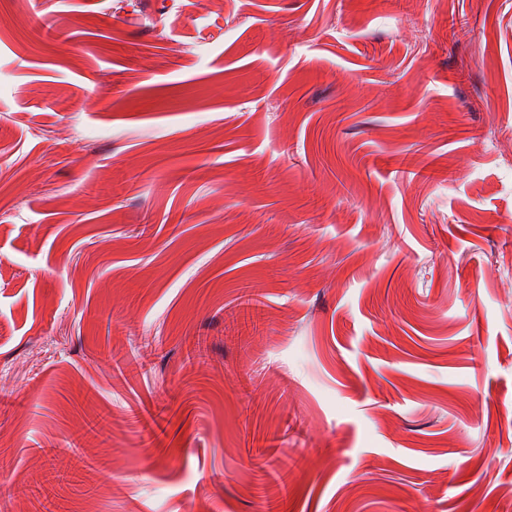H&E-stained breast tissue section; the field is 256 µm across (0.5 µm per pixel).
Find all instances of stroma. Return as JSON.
Segmentation results:
<instances>
[{
  "label": "stroma",
  "instance_id": "1",
  "mask_svg": "<svg viewBox=\"0 0 512 512\" xmlns=\"http://www.w3.org/2000/svg\"><path fill=\"white\" fill-rule=\"evenodd\" d=\"M512 512V0H0V512Z\"/></svg>",
  "mask_w": 512,
  "mask_h": 512
}]
</instances>
